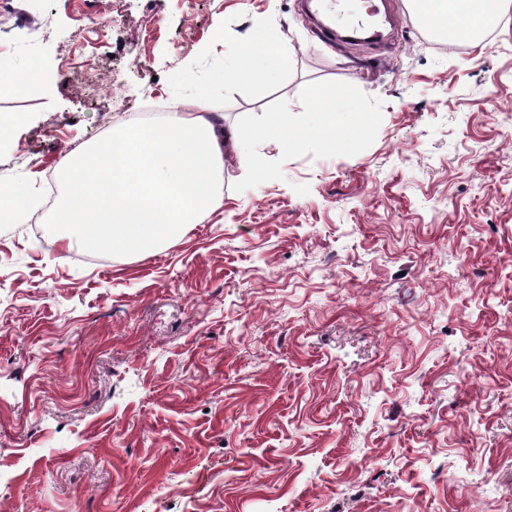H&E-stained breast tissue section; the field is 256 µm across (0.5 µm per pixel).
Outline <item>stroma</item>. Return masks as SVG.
<instances>
[{
  "label": "stroma",
  "instance_id": "35a3bbf8",
  "mask_svg": "<svg viewBox=\"0 0 512 512\" xmlns=\"http://www.w3.org/2000/svg\"><path fill=\"white\" fill-rule=\"evenodd\" d=\"M379 45L302 0H0V512H512V14L448 52L389 0ZM283 41L214 85L211 38ZM112 46L92 59L98 37ZM329 142L257 132L311 83ZM206 98L245 137L224 205L152 253L49 224L46 176ZM224 60V70L217 74V82L225 87L265 86L275 81V72L267 60L283 64L287 57L274 42L254 39L237 46L224 43ZM32 210L30 199L18 193L9 185H0V216L13 218L9 223H16L21 217L29 215Z\"/></svg>",
  "mask_w": 512,
  "mask_h": 512
}]
</instances>
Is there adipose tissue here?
Returning a JSON list of instances; mask_svg holds the SVG:
<instances>
[{
	"mask_svg": "<svg viewBox=\"0 0 512 512\" xmlns=\"http://www.w3.org/2000/svg\"><path fill=\"white\" fill-rule=\"evenodd\" d=\"M418 16L448 38L478 46L512 0H411ZM224 86H265L285 63L280 47L255 40L224 49ZM187 123L119 125L101 143L70 157L55 221L76 228L88 251L151 252L224 204V159L249 164L246 143L206 99Z\"/></svg>",
	"mask_w": 512,
	"mask_h": 512,
	"instance_id": "1",
	"label": "adipose tissue"
}]
</instances>
